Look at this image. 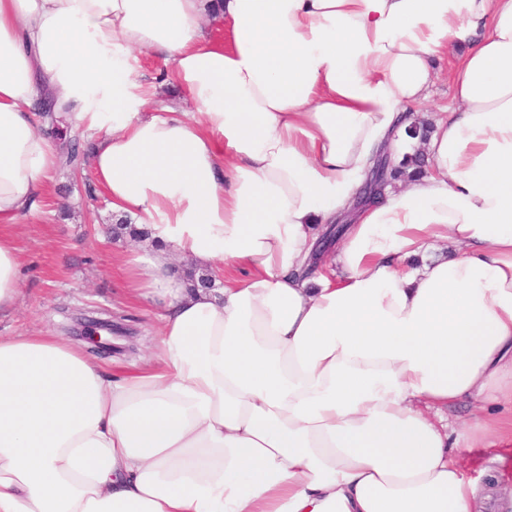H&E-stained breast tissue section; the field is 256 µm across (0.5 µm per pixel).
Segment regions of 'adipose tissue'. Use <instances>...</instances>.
<instances>
[{
  "label": "adipose tissue",
  "mask_w": 512,
  "mask_h": 512,
  "mask_svg": "<svg viewBox=\"0 0 512 512\" xmlns=\"http://www.w3.org/2000/svg\"><path fill=\"white\" fill-rule=\"evenodd\" d=\"M132 51L193 111L149 113ZM42 104L94 139L113 224L148 229L112 264L159 336L115 372L0 333V512H475L461 460L512 446V0H0V225L58 166ZM382 148L429 171L353 209ZM20 266L0 232V315ZM468 44L463 42H454L448 45V56L439 62L435 68L437 79L432 87L431 98L424 103L416 105L411 109L413 112H418L417 121L414 124L424 123L427 125V120L422 116L430 114L431 112H439V108L448 104L451 97V79L448 74V59L462 55Z\"/></svg>",
  "instance_id": "ef3b65f1"
}]
</instances>
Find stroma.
I'll list each match as a JSON object with an SVG mask.
<instances>
[{
  "label": "stroma",
  "mask_w": 512,
  "mask_h": 512,
  "mask_svg": "<svg viewBox=\"0 0 512 512\" xmlns=\"http://www.w3.org/2000/svg\"><path fill=\"white\" fill-rule=\"evenodd\" d=\"M128 61L134 75L153 93L152 111L182 104V93L176 82L166 78L162 60L134 51ZM38 126L57 145L78 141L80 156L74 164H59L39 209L7 228L21 249V296L14 314L0 320V332L40 331L59 337L69 314L103 310L111 313L113 322L136 330V353L111 357L114 365L134 370L155 346L157 325L151 300L129 302L120 296L112 254L130 248L131 241L102 233L109 222L108 202L93 180L92 141L63 117L54 124L39 120Z\"/></svg>",
  "instance_id": "35a3bbf8"
}]
</instances>
